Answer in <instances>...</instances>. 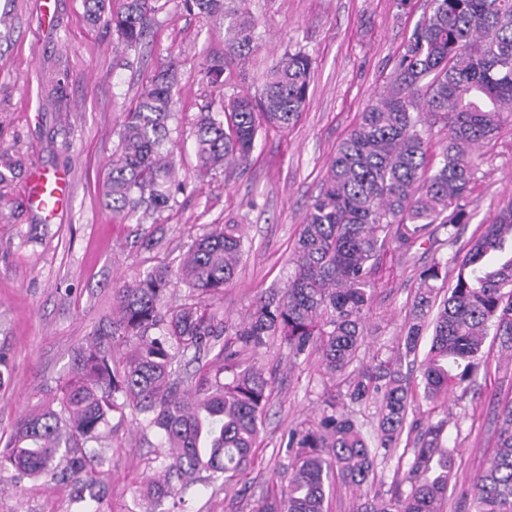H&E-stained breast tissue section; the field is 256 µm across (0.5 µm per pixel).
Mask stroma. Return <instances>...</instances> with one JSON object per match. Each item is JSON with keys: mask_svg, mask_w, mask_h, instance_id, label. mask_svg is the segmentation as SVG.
<instances>
[{"mask_svg": "<svg viewBox=\"0 0 512 512\" xmlns=\"http://www.w3.org/2000/svg\"><path fill=\"white\" fill-rule=\"evenodd\" d=\"M248 7L257 39L232 63L238 89L257 94L274 58L304 50L312 59L309 100L297 123L259 134L246 168L200 172L194 122L211 101L206 67L224 55L232 17ZM224 16L206 19L180 0H166L142 45L125 50L104 24L88 23L84 0H0V164L20 160L0 203V351L10 372L0 381V436L39 397L72 371L77 348L112 314V286L155 265H177L207 225L242 224L247 248L234 283L211 298L225 321L245 316L256 296L282 290L308 205L318 195L329 159L382 92L404 43L428 13L429 0H224ZM173 63L178 103L172 121L175 180L181 190L160 222L145 220L151 246L113 216L101 185L118 143L121 112L136 102L153 71ZM66 171L72 195L47 217L29 203L35 173ZM512 201V123L480 151L468 198L469 220L456 240L419 252L407 264L384 255L374 276L359 362L371 364L396 347L412 315L424 266L462 256L472 238ZM476 384L448 399L447 437L457 450L443 512H470L476 475L495 448L500 401L512 398V355L488 337ZM256 363L272 396L257 456L239 492L198 484L185 504L155 502L146 489L161 465L160 437L132 419L115 421L96 468L104 492L93 503L75 491L88 473L30 478L0 471V512H255L273 472L287 464L290 429L313 423L328 403L345 401L351 374L320 371L317 356L292 364L272 346Z\"/></svg>", "mask_w": 512, "mask_h": 512, "instance_id": "stroma-1", "label": "stroma"}]
</instances>
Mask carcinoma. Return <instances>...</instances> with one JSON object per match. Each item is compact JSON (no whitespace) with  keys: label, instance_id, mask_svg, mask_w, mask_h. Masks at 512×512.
<instances>
[{"label":"carcinoma","instance_id":"cac0c4a2","mask_svg":"<svg viewBox=\"0 0 512 512\" xmlns=\"http://www.w3.org/2000/svg\"><path fill=\"white\" fill-rule=\"evenodd\" d=\"M156 2L85 0L86 16L105 21L132 49L148 34ZM182 4L206 18L224 14V0ZM253 33L251 19L229 28L225 54L241 55ZM207 74L216 90L233 84L222 60ZM310 82L309 55L286 51L268 69L260 96L234 92L220 110L200 113L199 168L227 172L247 164L261 132L298 120ZM176 83L173 65L159 66L135 106L119 117L104 195L123 222L141 210L153 215L170 207L166 184L174 162L166 144ZM437 123L445 141L432 167L428 151ZM506 123H512V0H431L429 15L403 45L389 87L337 145L282 293L260 297L234 325L210 311L206 299L234 281L245 243L240 225H209L177 268L159 266L115 285L112 317L78 348L59 394L16 419L0 449V469L30 477L82 472L96 456L81 447L98 441L113 415L129 411L161 431L168 448L163 478L154 481L155 500L179 497L202 474L231 489L251 463L270 397L263 370L240 357L277 338L295 360L318 354L328 374L351 365L363 342L380 257L392 251L408 262L432 247L439 232L456 238L468 220L475 151ZM454 272L453 288L439 301L436 282L448 277V264L435 261L420 270L414 318L397 354L362 369L349 387L351 402L377 405L376 440L329 404L313 427L288 433L291 460L256 512H324L331 476L355 487L368 484L376 459L397 453L406 428L416 433L406 469L397 472L390 494L365 493L356 512H442L456 453L445 437L448 408L434 419L408 420L412 393L402 359L416 354L423 332L432 330L420 363L423 398L444 405L450 393L476 382L489 334L512 352L511 202L471 241ZM176 282L188 295L172 309L165 298ZM223 335L216 361L197 370L195 389L180 395L188 352L213 349ZM498 418L496 448L474 484L472 512H512L511 399Z\"/></svg>","mask_w":512,"mask_h":512}]
</instances>
